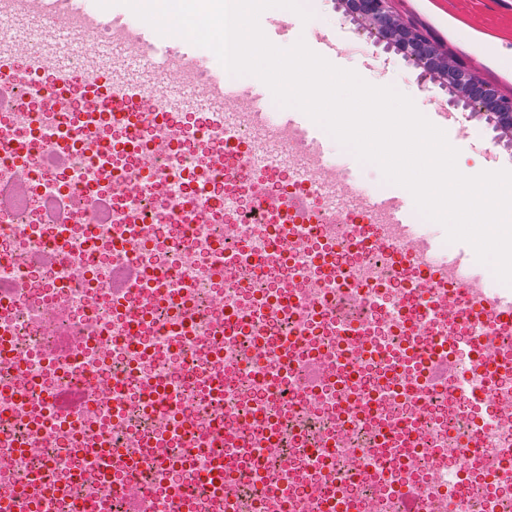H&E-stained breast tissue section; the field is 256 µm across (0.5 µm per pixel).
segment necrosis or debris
Returning a JSON list of instances; mask_svg holds the SVG:
<instances>
[{"mask_svg":"<svg viewBox=\"0 0 512 512\" xmlns=\"http://www.w3.org/2000/svg\"><path fill=\"white\" fill-rule=\"evenodd\" d=\"M11 81L0 178L20 173L26 185L0 211V283L11 286L0 298V349L10 355L0 363V505L15 503L40 468L70 493L42 499L38 512L93 502L123 512L133 494L149 495L155 512H223L228 498L242 512H319L329 488L356 512H404L405 487L421 512H512V459L501 458L512 445V377H496L477 406L453 386L423 388L417 370L400 366L453 336L478 338L487 362L511 350L512 330L481 299L455 309L443 289L394 269L379 244L324 243L327 211L299 222L279 263L219 264L221 254L261 253L284 221L252 201L250 171L261 157L239 159L229 180L212 159L231 140L207 121H180L174 153L157 158L152 127L115 115L109 100L88 114L87 93L74 86L64 118L53 82L28 64L14 65ZM62 142L72 152L65 164L54 160ZM62 200L81 208L71 223L49 222L47 204ZM322 247L337 271L371 276L345 330L339 283L323 280L315 261ZM54 250L61 259L41 262ZM131 264L152 287L113 300L112 271ZM259 304L270 308L266 343L245 329L225 339L227 310L245 319ZM78 333L85 348L55 360L63 335ZM307 356L323 364V385L281 382V370ZM73 385L95 396L76 422L62 423L46 404ZM262 416L267 442L243 457L237 445ZM98 440L108 455L148 451L135 470L89 473L82 446ZM219 459L224 483L214 488L204 475Z\"/></svg>","mask_w":512,"mask_h":512,"instance_id":"4bbe7bcc","label":"necrosis or debris"}]
</instances>
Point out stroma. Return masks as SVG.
<instances>
[{
	"instance_id": "obj_1",
	"label": "stroma",
	"mask_w": 512,
	"mask_h": 512,
	"mask_svg": "<svg viewBox=\"0 0 512 512\" xmlns=\"http://www.w3.org/2000/svg\"><path fill=\"white\" fill-rule=\"evenodd\" d=\"M303 4L313 16L328 18L331 35L346 43V51L336 58L337 67L354 70L377 86L413 92L418 110H452L454 96L448 87L422 82L418 68L345 15L341 0H303ZM390 6L452 58L512 97V0H391ZM464 117L471 134L458 146L459 162L466 166L485 162L491 145L499 167L512 169V138L496 130L485 113L468 111Z\"/></svg>"
}]
</instances>
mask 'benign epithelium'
Returning a JSON list of instances; mask_svg holds the SVG:
<instances>
[{"mask_svg":"<svg viewBox=\"0 0 512 512\" xmlns=\"http://www.w3.org/2000/svg\"><path fill=\"white\" fill-rule=\"evenodd\" d=\"M342 5L345 14L366 25L378 41L418 66L423 79L448 85L464 107L491 114L501 132L512 134V99L500 96L478 73L441 54L420 30L397 22L389 0H342Z\"/></svg>","mask_w":512,"mask_h":512,"instance_id":"obj_1","label":"benign epithelium"}]
</instances>
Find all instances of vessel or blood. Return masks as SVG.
<instances>
[{
    "mask_svg": "<svg viewBox=\"0 0 512 512\" xmlns=\"http://www.w3.org/2000/svg\"><path fill=\"white\" fill-rule=\"evenodd\" d=\"M0 18L16 35L40 24L38 44L26 57L28 65L52 73L56 86L80 85L90 99H111L112 108L125 110L140 104L145 118L165 124L172 112L205 114L227 132L246 128L253 136L246 150L264 156L281 168H294L302 187L274 199L259 196L261 206L280 208L295 218L309 217L320 194L330 209L347 214L375 213L387 224L393 250L411 247V258L430 287L455 284L459 304L476 292V280L462 277L466 254L439 256L431 239L420 236L406 197H373L353 178L341 179V170L325 152L321 127L299 110L273 113L264 105L268 87L262 81L244 85L225 81L208 66L209 49L175 35H160L149 24L124 9L112 16V47L93 56L72 59L59 41L60 30L74 29L76 49H83L102 25L99 12L79 7L48 12L47 0H0ZM88 396L77 388L56 393L58 416L70 418L87 406Z\"/></svg>",
    "mask_w": 512,
    "mask_h": 512,
    "instance_id": "1",
    "label": "vessel or blood"
}]
</instances>
